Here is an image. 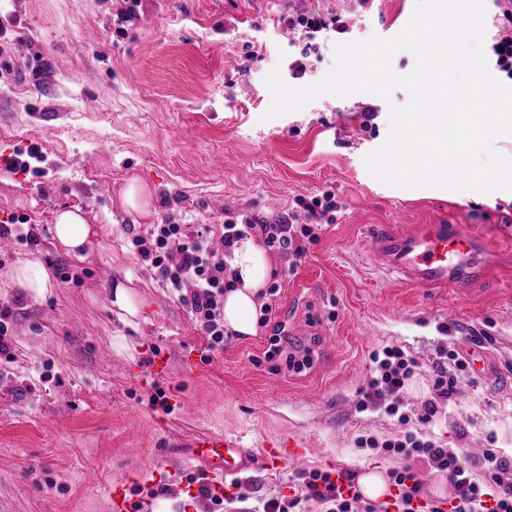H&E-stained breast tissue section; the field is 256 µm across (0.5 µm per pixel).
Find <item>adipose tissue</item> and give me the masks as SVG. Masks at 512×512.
Returning <instances> with one entry per match:
<instances>
[{
	"mask_svg": "<svg viewBox=\"0 0 512 512\" xmlns=\"http://www.w3.org/2000/svg\"><path fill=\"white\" fill-rule=\"evenodd\" d=\"M94 234V228L86 223L80 209L56 213L54 240L65 256L83 258ZM231 268L237 286L224 295V329L236 336H252L257 332L258 297L271 275L270 261L257 238L249 236L235 244Z\"/></svg>",
	"mask_w": 512,
	"mask_h": 512,
	"instance_id": "obj_1",
	"label": "adipose tissue"
}]
</instances>
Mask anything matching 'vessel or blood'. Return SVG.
I'll return each mask as SVG.
<instances>
[{"mask_svg":"<svg viewBox=\"0 0 512 512\" xmlns=\"http://www.w3.org/2000/svg\"><path fill=\"white\" fill-rule=\"evenodd\" d=\"M364 249L372 253L379 267L401 273L416 288L465 283L478 266L476 238L454 224H429L407 236L379 230L366 237ZM194 446L193 461L211 478L234 476L254 464L280 472L302 467L306 459L305 448L289 441L270 446L252 459L238 437L224 433L205 435Z\"/></svg>","mask_w":512,"mask_h":512,"instance_id":"b4317fda","label":"vessel or blood"}]
</instances>
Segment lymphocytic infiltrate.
Listing matches in <instances>:
<instances>
[{
    "label": "lymphocytic infiltrate",
    "mask_w": 512,
    "mask_h": 512,
    "mask_svg": "<svg viewBox=\"0 0 512 512\" xmlns=\"http://www.w3.org/2000/svg\"><path fill=\"white\" fill-rule=\"evenodd\" d=\"M335 212V197L325 192L298 199L285 224L270 223L256 214L231 216L221 224H153L132 234L130 243L162 285L188 308L212 351L224 344V294L234 285L230 261L235 242L252 235L297 261L305 256L307 242L317 238L315 218ZM416 368L415 359L401 347H384L381 357L374 360L359 402L360 410L384 409L386 414L397 416L404 427L402 434L385 441L372 437L361 441L362 446L381 448L403 460L401 470L393 474L403 512H415L413 501L421 493L420 484L413 480L412 466L416 463L447 476L454 489L450 512H512L511 460L495 449H484L481 463L485 481L479 484L472 481L469 459L461 449L444 447L409 430L410 422L426 425L437 414L435 401L428 402L417 416L404 410L406 383ZM301 479L308 496L319 500L325 512H363L361 496L344 494L330 472L313 470L302 473Z\"/></svg>",
    "instance_id": "obj_1"
}]
</instances>
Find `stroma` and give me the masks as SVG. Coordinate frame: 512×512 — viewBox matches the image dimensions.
Returning <instances> with one entry per match:
<instances>
[{"label": "stroma", "instance_id": "1", "mask_svg": "<svg viewBox=\"0 0 512 512\" xmlns=\"http://www.w3.org/2000/svg\"><path fill=\"white\" fill-rule=\"evenodd\" d=\"M416 0H140L130 21L117 0H0L12 66L0 77V222L35 226L37 243L0 253V311H10L11 356L0 357V512H107L106 491L125 482L134 512H249L260 500L301 498L322 512L297 470L250 469L225 484L212 507L190 491L191 441L224 432L251 453L297 440L308 470L346 468L353 478L392 475L400 459L362 448L400 431L397 417L359 411L357 392L372 356L402 347L418 363L405 403L421 411L434 398L432 366L441 353L486 352L483 371H465L453 399L439 404L432 438L472 451L470 473L484 481L480 449L512 459V192L494 201L439 187L378 182L366 157L385 141L390 100L322 94L300 110L268 117L272 69L319 83L336 47L388 38ZM340 16L347 33L316 34L302 52L289 16ZM375 105L372 121L363 111ZM39 155L11 166L22 143ZM93 164H86L88 154ZM153 191L150 216L134 219L121 192L130 178ZM335 195L332 223L296 270L269 252L283 353L267 359L271 328L229 337L207 351L187 308L132 249L131 232L152 224H220L225 212L287 216L300 197ZM80 209L98 234L84 259L64 256L50 229L56 211ZM447 222L474 234L490 257L470 295L442 289L438 301L377 269L361 249L368 228L398 233ZM35 254L56 282L41 298L11 283L15 264ZM131 280L141 301L135 324L112 305L110 282ZM132 343L128 355L115 336ZM309 356L301 370L287 355ZM166 407H151L156 390ZM164 487L163 498L152 497Z\"/></svg>", "mask_w": 512, "mask_h": 512}]
</instances>
